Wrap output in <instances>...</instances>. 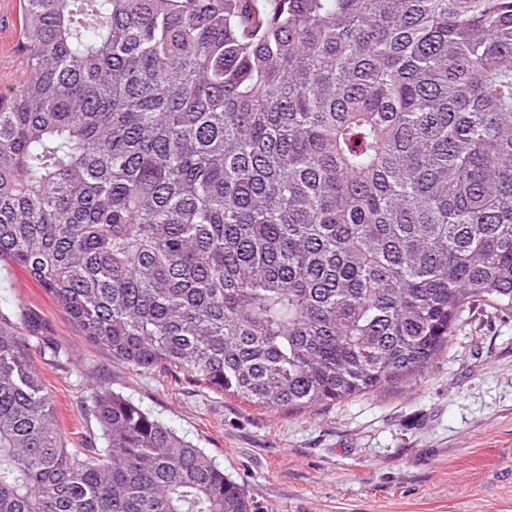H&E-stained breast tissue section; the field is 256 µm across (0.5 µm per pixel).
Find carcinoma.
I'll use <instances>...</instances> for the list:
<instances>
[{
  "label": "carcinoma",
  "instance_id": "carcinoma-1",
  "mask_svg": "<svg viewBox=\"0 0 512 512\" xmlns=\"http://www.w3.org/2000/svg\"><path fill=\"white\" fill-rule=\"evenodd\" d=\"M0 261L134 371L301 411L512 312V0H20ZM72 451L0 311V512H252L129 399Z\"/></svg>",
  "mask_w": 512,
  "mask_h": 512
}]
</instances>
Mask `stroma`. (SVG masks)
<instances>
[{
  "label": "stroma",
  "instance_id": "stroma-1",
  "mask_svg": "<svg viewBox=\"0 0 512 512\" xmlns=\"http://www.w3.org/2000/svg\"><path fill=\"white\" fill-rule=\"evenodd\" d=\"M19 0H0V87L25 66ZM0 311L21 323L70 450L98 448L108 389L198 444L253 512H512V315L466 309L429 377L300 412L134 371L88 343L22 268L0 263ZM51 340L59 357L45 354Z\"/></svg>",
  "mask_w": 512,
  "mask_h": 512
}]
</instances>
